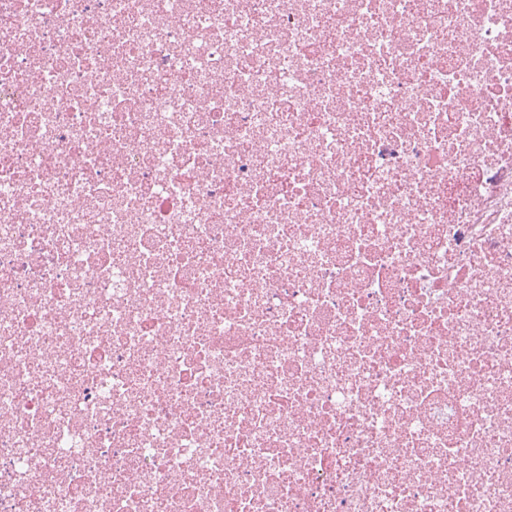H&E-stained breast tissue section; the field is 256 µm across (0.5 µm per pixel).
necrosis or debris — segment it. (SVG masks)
Returning <instances> with one entry per match:
<instances>
[{"instance_id": "4bbe7bcc", "label": "necrosis or debris", "mask_w": 512, "mask_h": 512, "mask_svg": "<svg viewBox=\"0 0 512 512\" xmlns=\"http://www.w3.org/2000/svg\"><path fill=\"white\" fill-rule=\"evenodd\" d=\"M0 512H512V0H0Z\"/></svg>"}]
</instances>
